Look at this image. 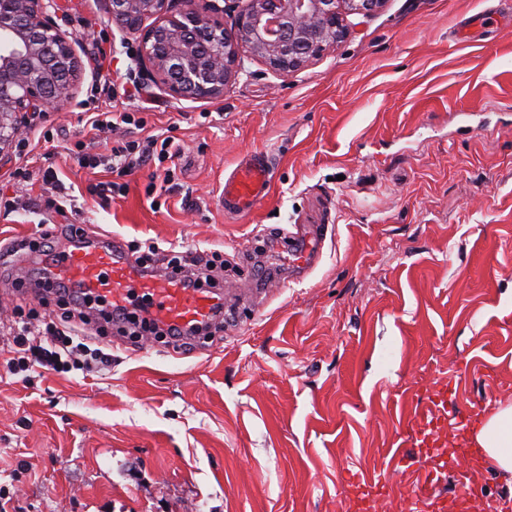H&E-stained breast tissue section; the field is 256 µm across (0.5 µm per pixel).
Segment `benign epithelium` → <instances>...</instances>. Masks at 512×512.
Instances as JSON below:
<instances>
[{
  "label": "benign epithelium",
  "mask_w": 512,
  "mask_h": 512,
  "mask_svg": "<svg viewBox=\"0 0 512 512\" xmlns=\"http://www.w3.org/2000/svg\"><path fill=\"white\" fill-rule=\"evenodd\" d=\"M112 25L138 41V60L171 96L213 100L256 58L286 73L340 42L344 16L368 18L385 0H104ZM50 0H0V163L27 127L29 116L64 106L81 71L78 40L53 25ZM235 13L231 28L214 20ZM151 23H146V20Z\"/></svg>",
  "instance_id": "obj_1"
}]
</instances>
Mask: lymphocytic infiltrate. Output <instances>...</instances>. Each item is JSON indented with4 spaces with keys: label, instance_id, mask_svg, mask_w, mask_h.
I'll return each mask as SVG.
<instances>
[{
    "label": "lymphocytic infiltrate",
    "instance_id": "lymphocytic-infiltrate-1",
    "mask_svg": "<svg viewBox=\"0 0 512 512\" xmlns=\"http://www.w3.org/2000/svg\"><path fill=\"white\" fill-rule=\"evenodd\" d=\"M147 122L137 113L112 109L92 113L80 132L73 153L78 165L83 168H103L111 178L91 186L90 191L102 200L125 195L128 185L125 176L138 167L150 166L177 157L179 146L171 137L150 135L139 137V130L145 129ZM112 140L109 154L93 152L92 145L100 137ZM43 198H29L22 195L0 194V209L5 213L27 211L37 207L67 217L69 193L59 179L54 167H46L42 173ZM144 267L160 266L172 272H185L190 285L201 287L202 283L217 280L224 274V255L219 251L185 252L169 250L159 252L156 247H148L139 255ZM54 295L58 312L45 329H36L30 320H19L12 336V364L24 372L36 367L48 368L56 372L69 369V359L75 351L74 336L77 327H84L92 334L103 336L109 324H131L147 336L170 338L179 342L182 338L176 329L160 328L151 318L148 305L142 304L118 312L110 308L96 307L93 298L79 296L65 283L54 285Z\"/></svg>",
    "mask_w": 512,
    "mask_h": 512
}]
</instances>
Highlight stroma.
<instances>
[{"label":"stroma","mask_w":512,"mask_h":512,"mask_svg":"<svg viewBox=\"0 0 512 512\" xmlns=\"http://www.w3.org/2000/svg\"><path fill=\"white\" fill-rule=\"evenodd\" d=\"M49 15L79 41L75 98L29 120L0 187L54 149L80 226L236 254L238 281L256 236L307 219L328 231L309 275L192 349L104 336L87 346L108 368L18 374L0 353V512H344L351 474L385 479L378 512H404L415 475L391 456L425 386L457 380L463 409L512 401V0H386L300 70L246 61L213 101L146 80L103 0ZM101 35L148 131L181 147L165 190L140 169L106 208L88 188L107 172L68 151L110 105ZM261 151L277 160L270 196L225 217V176Z\"/></svg>","instance_id":"stroma-1"}]
</instances>
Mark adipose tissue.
<instances>
[{
    "mask_svg": "<svg viewBox=\"0 0 512 512\" xmlns=\"http://www.w3.org/2000/svg\"><path fill=\"white\" fill-rule=\"evenodd\" d=\"M464 443L484 448L502 477L512 481V403H499L488 410L482 426L468 433Z\"/></svg>",
    "mask_w": 512,
    "mask_h": 512,
    "instance_id": "ef3b65f1",
    "label": "adipose tissue"
}]
</instances>
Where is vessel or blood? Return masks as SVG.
Wrapping results in <instances>:
<instances>
[{"label": "vessel or blood", "mask_w": 512, "mask_h": 512, "mask_svg": "<svg viewBox=\"0 0 512 512\" xmlns=\"http://www.w3.org/2000/svg\"><path fill=\"white\" fill-rule=\"evenodd\" d=\"M274 171L272 157L262 152L239 161L225 178L218 197L225 214L243 216L256 210L273 187ZM281 237L288 240L294 255L284 269L285 275L303 277L322 249L321 225L295 224L282 230ZM32 264L39 265L44 278L67 282L92 297H106L116 308L125 306L131 293L148 294L152 317L163 328L202 330L219 322L224 308V297L211 295L206 289L187 288L177 279L143 273L134 257L127 255L112 235L90 234L67 242L47 256L31 253L18 263L17 275H25ZM455 392L454 382L441 380L427 388L424 398L403 421L400 435L409 452L401 456L400 462L417 470L410 498L415 512H471V474L487 463L482 449H469L465 468L457 472L460 490L453 501L434 492L447 465L446 456L440 455L439 450L447 445L449 429L467 430L473 424L472 414L462 413L457 405ZM354 487L349 512H374L376 501L389 494L386 481L380 479L358 480Z\"/></svg>", "instance_id": "obj_1"}]
</instances>
